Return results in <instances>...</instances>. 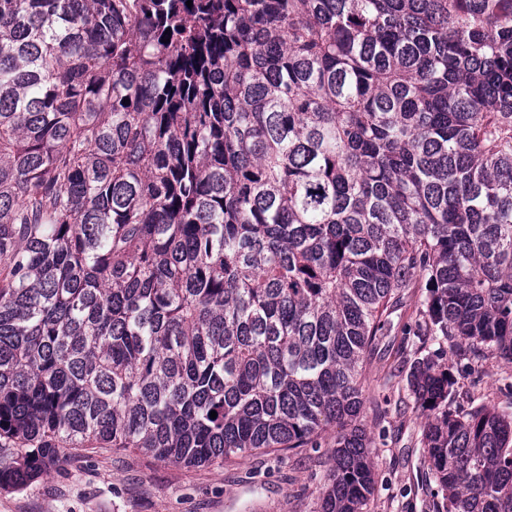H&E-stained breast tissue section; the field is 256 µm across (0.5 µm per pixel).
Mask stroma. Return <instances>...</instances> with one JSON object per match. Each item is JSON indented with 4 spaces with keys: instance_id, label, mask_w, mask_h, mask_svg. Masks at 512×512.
<instances>
[{
    "instance_id": "1",
    "label": "stroma",
    "mask_w": 512,
    "mask_h": 512,
    "mask_svg": "<svg viewBox=\"0 0 512 512\" xmlns=\"http://www.w3.org/2000/svg\"><path fill=\"white\" fill-rule=\"evenodd\" d=\"M419 298L416 291L405 297L391 335L366 362L367 391L387 402L364 412L375 479L364 512H434L437 501L420 442L424 417L407 383L420 345L412 334ZM471 358L463 350L448 354L457 378L454 406L477 396L511 404L512 362L488 358L470 375L464 366ZM332 445L327 438L290 455L258 453L199 468L132 449L86 448L22 489H0V512H320Z\"/></svg>"
}]
</instances>
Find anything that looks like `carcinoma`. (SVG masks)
Wrapping results in <instances>:
<instances>
[{
  "mask_svg": "<svg viewBox=\"0 0 512 512\" xmlns=\"http://www.w3.org/2000/svg\"><path fill=\"white\" fill-rule=\"evenodd\" d=\"M412 288L437 512H512V409L445 363L512 361V0H0L1 489L334 426L322 512H363Z\"/></svg>",
  "mask_w": 512,
  "mask_h": 512,
  "instance_id": "obj_1",
  "label": "carcinoma"
}]
</instances>
